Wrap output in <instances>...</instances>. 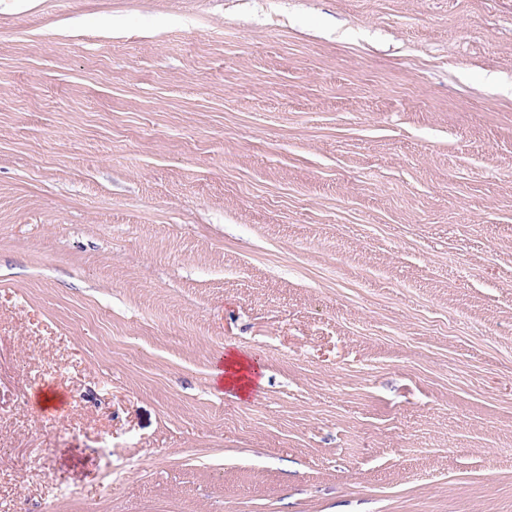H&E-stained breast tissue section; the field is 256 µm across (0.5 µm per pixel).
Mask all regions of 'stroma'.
Returning <instances> with one entry per match:
<instances>
[{"instance_id": "stroma-1", "label": "stroma", "mask_w": 512, "mask_h": 512, "mask_svg": "<svg viewBox=\"0 0 512 512\" xmlns=\"http://www.w3.org/2000/svg\"><path fill=\"white\" fill-rule=\"evenodd\" d=\"M0 512H512V0H0ZM257 368V364L249 358L230 350L222 363L212 371V381L217 387L234 389L239 395L245 396L254 383L248 374L256 373Z\"/></svg>"}]
</instances>
